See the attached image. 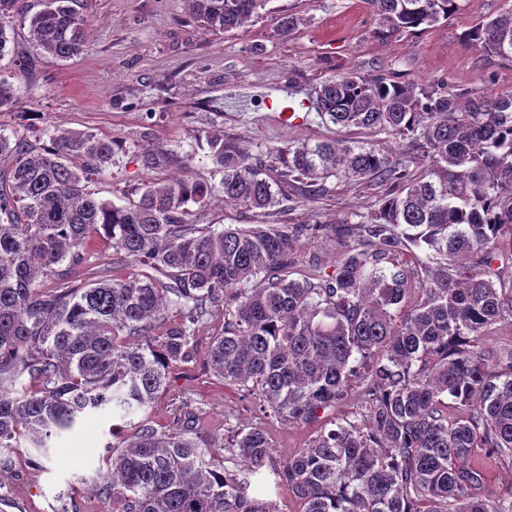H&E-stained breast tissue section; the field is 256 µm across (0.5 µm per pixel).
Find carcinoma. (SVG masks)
I'll use <instances>...</instances> for the list:
<instances>
[{"label":"carcinoma","mask_w":512,"mask_h":512,"mask_svg":"<svg viewBox=\"0 0 512 512\" xmlns=\"http://www.w3.org/2000/svg\"><path fill=\"white\" fill-rule=\"evenodd\" d=\"M81 2L43 0L29 20L32 49L59 59L86 51ZM183 2L190 21L217 34L259 17L268 0ZM366 3L382 40L460 9L459 0ZM16 11L17 0H0V60L4 18ZM306 23L284 14L277 35ZM461 41L512 59V9ZM17 101L0 79V112ZM312 109L343 128L391 131L406 149L291 143L264 164L224 131L206 135L224 202L248 211L323 197L334 181L386 187L371 223L334 227L358 238L335 271L301 280L289 277L295 245L327 224L217 230L199 223L208 187L180 177L150 175L116 205L88 189L115 163L112 140L71 128L45 132L46 142L0 134V453L46 448L97 410L150 405L169 363L193 357L195 328L215 319L224 333L212 338L208 370L256 395L265 416L309 424L358 383L362 421L279 461L259 427L224 440L179 418L160 430L144 423L118 442L97 486L108 512H275L248 494L266 470L304 512H512V486L485 492L487 474L471 464L478 448L512 460V345L480 347L492 326L512 322V279L493 268L512 256V94L450 95L438 80L351 71L322 81ZM168 159L157 149L141 162L152 172ZM93 239L143 271L96 278ZM414 247L429 259L419 273L399 261ZM216 448L238 469L217 464Z\"/></svg>","instance_id":"carcinoma-1"}]
</instances>
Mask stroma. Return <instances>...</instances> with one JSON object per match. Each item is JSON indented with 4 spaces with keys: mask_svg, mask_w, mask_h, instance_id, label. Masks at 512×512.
Segmentation results:
<instances>
[{
    "mask_svg": "<svg viewBox=\"0 0 512 512\" xmlns=\"http://www.w3.org/2000/svg\"><path fill=\"white\" fill-rule=\"evenodd\" d=\"M459 4L448 21L382 42L371 33L364 0H268L261 17L219 35L189 25L183 0H84L88 51L67 60L35 55L24 73L15 71L10 57L29 50L28 24L14 17V40L9 57L0 59V78L14 85L18 104L16 111L0 112V132L61 126L115 140L117 163L91 189L116 203L137 197L146 175L141 154L163 150L169 162L156 177L180 173L210 187L203 221L219 229L366 222L383 193L369 183H338L326 196L285 202L283 211L270 215L224 204L220 177L198 136L220 128L262 160L273 147L332 138L403 151L401 138L388 133L324 124L313 112L289 124L276 118L274 108L289 99H314L323 80L349 71L400 81L442 78L453 93H512V61L487 57L459 40L463 31L512 8V0ZM289 12L307 23L283 40L276 27L280 14ZM338 253L333 239L300 240L291 275L303 278L315 264L332 271ZM223 331L218 321L196 328L192 361L170 363L165 390L126 418L125 434L146 420L158 428L171 425L186 406L197 414L199 427L219 434L264 428L276 457L283 458L320 429L360 421L361 404L353 393L307 425L265 418L253 397L224 385L206 368L209 344ZM111 423L112 412L104 409L59 432L47 452L15 449L10 461L0 463V512H59L64 502L69 512H106L94 483L107 470Z\"/></svg>",
    "mask_w": 512,
    "mask_h": 512,
    "instance_id": "stroma-1",
    "label": "stroma"
}]
</instances>
